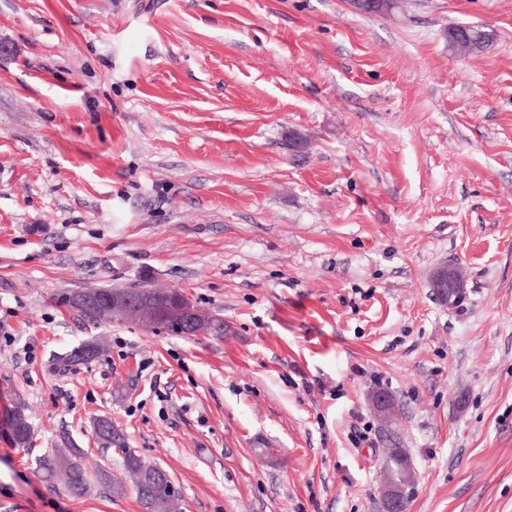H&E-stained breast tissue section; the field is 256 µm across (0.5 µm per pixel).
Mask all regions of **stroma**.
Returning <instances> with one entry per match:
<instances>
[{
	"label": "stroma",
	"instance_id": "1",
	"mask_svg": "<svg viewBox=\"0 0 512 512\" xmlns=\"http://www.w3.org/2000/svg\"><path fill=\"white\" fill-rule=\"evenodd\" d=\"M468 24L493 40L461 58ZM0 40V408L34 426L0 437V512H141L36 469L66 433L119 473L99 417L182 512H381L395 446L407 512H512V0H0ZM144 284L224 336L61 302ZM461 25L455 26L448 30V49L453 52L455 55L458 52H466V53H477L482 51L491 41L492 34L487 28L481 26L474 25H465L469 28L468 40H465L461 44H455L453 40L450 39L449 33L457 29L453 32L452 37L456 40L462 39L466 37V32L463 28H459ZM466 277L458 265H440L429 278L433 297L441 303L452 301L466 290ZM154 289L165 291L169 295V301L171 302H176L183 296L182 293L168 288L155 287ZM203 315L204 313L194 306L190 299L187 298L185 302H176L172 308L165 311L163 317L165 318L164 325L166 329L161 322H155L160 321V318L151 317V314H149L148 321L138 325H145L155 331L167 330L168 332L178 336H195L197 335V327L201 322ZM150 320L153 321V324L149 323ZM104 353L105 348L100 341L90 340L84 342L59 358L61 364L59 370H69V367L89 362L101 357ZM0 430L16 448H30L34 428L28 413L26 401L20 395H14L11 406L0 418ZM408 455L403 448H389L387 452L386 465L383 471L385 480L388 483H400L406 478L405 462Z\"/></svg>",
	"mask_w": 512,
	"mask_h": 512
}]
</instances>
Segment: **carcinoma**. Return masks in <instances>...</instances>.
Here are the masks:
<instances>
[{
	"label": "carcinoma",
	"instance_id": "carcinoma-1",
	"mask_svg": "<svg viewBox=\"0 0 512 512\" xmlns=\"http://www.w3.org/2000/svg\"><path fill=\"white\" fill-rule=\"evenodd\" d=\"M492 41V34L487 28L469 26L468 40L456 44L448 40V49L453 53H477ZM199 331L205 335H224V318L214 313L205 317ZM105 353L104 345L97 340L80 344L59 358L62 369L89 362ZM95 428L102 447L118 448L123 468V476L115 477L104 470L98 471L96 482L104 485L116 498H122L132 492L142 508L147 512H179L178 494L171 491L172 481L165 469L145 461L132 448L125 447L121 434L112 428V423L100 418ZM0 431L3 432L16 448H28L32 442L34 428L28 413V406L23 397L13 396L11 406L0 417ZM63 447L36 460L38 471L51 483L62 485L69 493L81 496L93 490L88 472L82 464L84 451L72 445L67 438H62ZM408 455L402 448H390L387 452L383 471L389 483H400L406 478L405 462Z\"/></svg>",
	"mask_w": 512,
	"mask_h": 512
}]
</instances>
